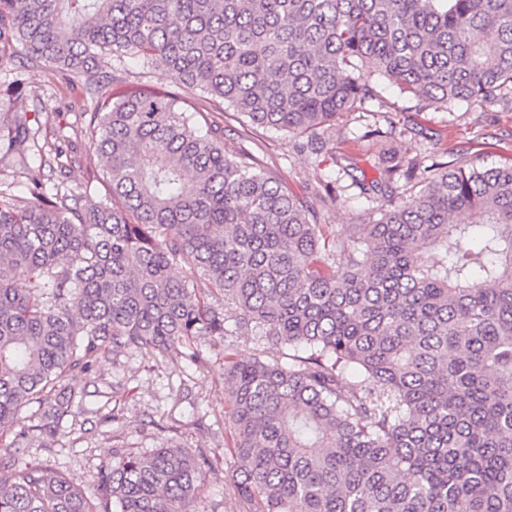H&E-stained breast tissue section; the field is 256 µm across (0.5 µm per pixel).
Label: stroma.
I'll return each mask as SVG.
<instances>
[{
    "instance_id": "obj_1",
    "label": "stroma",
    "mask_w": 512,
    "mask_h": 512,
    "mask_svg": "<svg viewBox=\"0 0 512 512\" xmlns=\"http://www.w3.org/2000/svg\"><path fill=\"white\" fill-rule=\"evenodd\" d=\"M32 90L28 102V126L36 139L26 142L27 154L58 145L74 157L67 172L69 186L103 194L95 178L103 160L90 150L81 134L80 111H91V99L81 85L69 83L49 66L29 68ZM361 82L372 86L370 110L390 112L397 124H418L427 137L394 134L377 136L372 118L356 113L341 116L336 134L320 160L303 154L297 140L271 128L240 124L233 111L214 113L224 127V148L236 153L249 150L259 157L282 185L293 194L314 199L326 175L336 177V204L319 210L327 235L344 239L350 225L360 223L377 205L342 172L354 164L375 178L384 156L418 159L424 164L452 161L453 150H463L468 160L491 165L512 157V98L494 105L465 102L451 110L419 111L416 100L380 79L370 67L358 71ZM202 365L181 358H165L153 352L125 353L98 359L89 373L70 376L68 383L80 402L52 438L31 433L25 458L59 471L75 485L95 486L102 471L110 468L116 450L147 453L171 442L207 460L205 480L195 502L196 512H236L232 494L230 438L224 431L228 410L224 395V358L253 357L256 347L240 336L202 340ZM126 388L121 402H114V387Z\"/></svg>"
}]
</instances>
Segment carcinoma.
I'll list each match as a JSON object with an SVG mask.
<instances>
[{"label":"carcinoma","mask_w":512,"mask_h":512,"mask_svg":"<svg viewBox=\"0 0 512 512\" xmlns=\"http://www.w3.org/2000/svg\"><path fill=\"white\" fill-rule=\"evenodd\" d=\"M17 53L96 98L83 129L108 192L70 188L56 145L25 154L26 123L0 134L37 196L0 189V432L20 427L0 512H193L205 458L119 450L88 493L20 463L21 423L37 403L53 437L69 375L121 352L200 363L206 336L278 352L224 362L240 512H512V161L434 162L400 193L416 165L389 156L376 214L328 244L207 118L230 108L317 155L373 98L367 62L437 109L493 102L512 94V0H0V65ZM106 59L114 82L133 61L176 91H105Z\"/></svg>","instance_id":"obj_1"}]
</instances>
